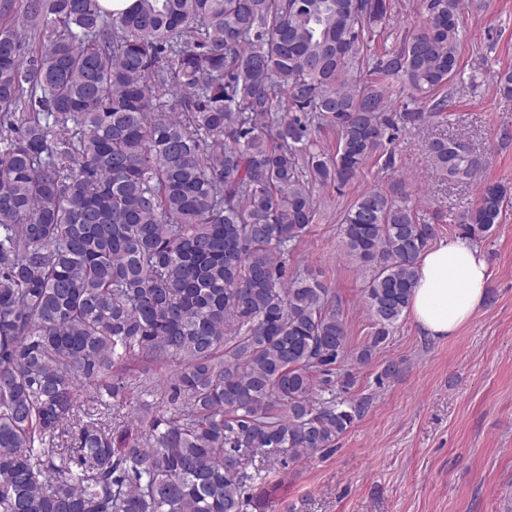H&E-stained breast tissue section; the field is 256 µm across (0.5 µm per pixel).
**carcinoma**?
<instances>
[{
    "label": "carcinoma",
    "instance_id": "1",
    "mask_svg": "<svg viewBox=\"0 0 512 512\" xmlns=\"http://www.w3.org/2000/svg\"><path fill=\"white\" fill-rule=\"evenodd\" d=\"M465 5L425 0L422 26L366 62L390 0H27L0 26V512H247L253 458L331 450L363 404L330 376L386 342L436 229L381 189L344 214L370 272L354 352L330 288L286 255L316 187L393 166L388 81L418 95L403 125L446 111ZM430 154L458 182L482 166L454 139ZM508 204L485 184L463 232L488 236ZM175 361L178 416L114 432L100 413L128 366Z\"/></svg>",
    "mask_w": 512,
    "mask_h": 512
}]
</instances>
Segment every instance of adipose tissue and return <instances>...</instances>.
<instances>
[{
	"label": "adipose tissue",
	"mask_w": 512,
	"mask_h": 512,
	"mask_svg": "<svg viewBox=\"0 0 512 512\" xmlns=\"http://www.w3.org/2000/svg\"><path fill=\"white\" fill-rule=\"evenodd\" d=\"M490 278L486 259L467 236L425 250L409 310L432 338L454 336L482 306Z\"/></svg>",
	"instance_id": "obj_1"
}]
</instances>
